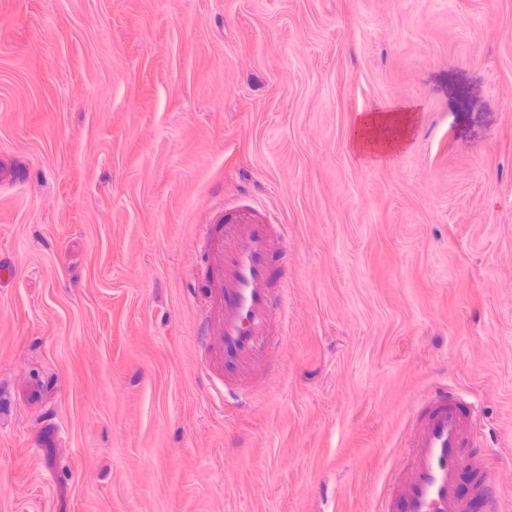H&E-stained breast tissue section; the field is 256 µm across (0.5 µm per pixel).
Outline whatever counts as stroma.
Here are the masks:
<instances>
[{
    "label": "stroma",
    "mask_w": 512,
    "mask_h": 512,
    "mask_svg": "<svg viewBox=\"0 0 512 512\" xmlns=\"http://www.w3.org/2000/svg\"><path fill=\"white\" fill-rule=\"evenodd\" d=\"M242 207L288 330L221 397L198 227ZM2 266L0 512H379L443 386L512 512V0H0ZM415 121L416 111L410 106L362 114L356 120L351 150L366 158L397 151L405 143Z\"/></svg>",
    "instance_id": "1"
}]
</instances>
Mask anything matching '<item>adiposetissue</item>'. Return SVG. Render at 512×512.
Segmentation results:
<instances>
[{
  "label": "adipose tissue",
  "instance_id": "ef3b65f1",
  "mask_svg": "<svg viewBox=\"0 0 512 512\" xmlns=\"http://www.w3.org/2000/svg\"><path fill=\"white\" fill-rule=\"evenodd\" d=\"M416 121L412 107H392L360 115L350 141L352 151L366 158L397 151L405 143Z\"/></svg>",
  "mask_w": 512,
  "mask_h": 512
}]
</instances>
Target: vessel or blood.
<instances>
[{
  "label": "vessel or blood",
  "mask_w": 512,
  "mask_h": 512,
  "mask_svg": "<svg viewBox=\"0 0 512 512\" xmlns=\"http://www.w3.org/2000/svg\"><path fill=\"white\" fill-rule=\"evenodd\" d=\"M203 236L215 246L221 286L220 325L211 345L224 369V383L249 379L265 356L283 315L274 304L271 282L284 244L273 225L241 214L223 227L208 224ZM470 411L448 388L436 389L411 413L403 440L409 467L404 479L384 493L383 512H467L469 498L498 512V495L484 468L469 464L476 446Z\"/></svg>",
  "instance_id": "vessel-or-blood-1"
}]
</instances>
